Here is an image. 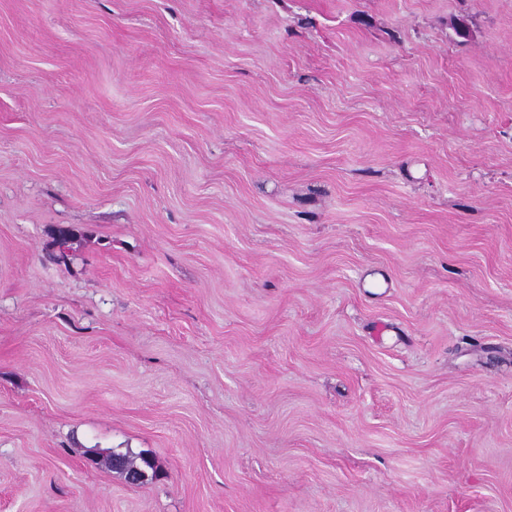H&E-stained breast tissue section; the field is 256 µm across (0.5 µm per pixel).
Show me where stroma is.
Listing matches in <instances>:
<instances>
[{"label":"stroma","instance_id":"stroma-1","mask_svg":"<svg viewBox=\"0 0 512 512\" xmlns=\"http://www.w3.org/2000/svg\"><path fill=\"white\" fill-rule=\"evenodd\" d=\"M0 512H512V0H0ZM112 458L120 459L124 463L125 468L127 470H132V471L141 473L142 480L136 485L143 484L146 481V479L148 477L146 468L152 470V473H153L152 476H154V473L156 472V467L152 460H150L149 458H147L146 456H144L142 454L135 455L130 450H128L125 453L112 451V453L107 455L106 459H105L106 464H108V466H109L108 462ZM137 459H139L142 462V466L138 465L136 463Z\"/></svg>","mask_w":512,"mask_h":512}]
</instances>
